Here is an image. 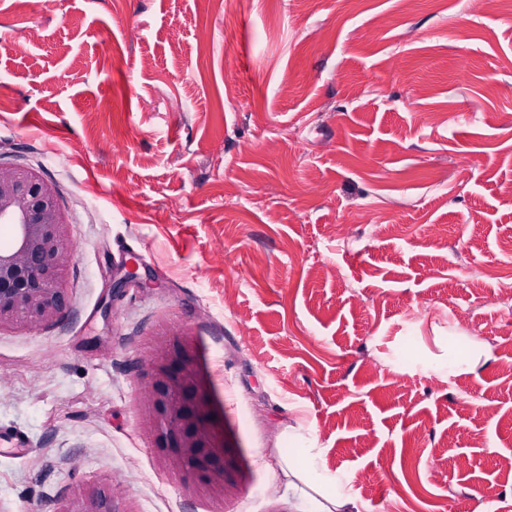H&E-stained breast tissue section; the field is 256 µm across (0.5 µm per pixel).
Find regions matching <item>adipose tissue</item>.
<instances>
[{
  "label": "adipose tissue",
  "instance_id": "adipose-tissue-1",
  "mask_svg": "<svg viewBox=\"0 0 512 512\" xmlns=\"http://www.w3.org/2000/svg\"><path fill=\"white\" fill-rule=\"evenodd\" d=\"M295 457L284 460L282 470L288 487L309 503L308 512H360L357 502L344 490V478L328 474L314 443L301 439Z\"/></svg>",
  "mask_w": 512,
  "mask_h": 512
}]
</instances>
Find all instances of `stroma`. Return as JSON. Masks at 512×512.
I'll use <instances>...</instances> for the list:
<instances>
[{"mask_svg": "<svg viewBox=\"0 0 512 512\" xmlns=\"http://www.w3.org/2000/svg\"><path fill=\"white\" fill-rule=\"evenodd\" d=\"M0 162L74 244L0 331V512H304L293 431L362 512H512V0H0ZM177 342L222 494L145 414ZM486 353V347L476 341H471L470 352L467 359H460L454 355H448V361L437 367L439 373H456L466 371L474 365ZM56 512H116L112 499L104 492L78 489L74 491Z\"/></svg>", "mask_w": 512, "mask_h": 512, "instance_id": "stroma-1", "label": "stroma"}]
</instances>
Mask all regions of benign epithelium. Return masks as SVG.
<instances>
[{
	"instance_id": "benign-epithelium-1",
	"label": "benign epithelium",
	"mask_w": 512,
	"mask_h": 512,
	"mask_svg": "<svg viewBox=\"0 0 512 512\" xmlns=\"http://www.w3.org/2000/svg\"><path fill=\"white\" fill-rule=\"evenodd\" d=\"M0 328L34 329L67 306L64 271L73 243L56 195L32 170L0 164ZM145 412L171 466L188 469L225 492L224 445L211 425L191 356L179 348L149 359ZM59 512H116L113 499L79 489Z\"/></svg>"
}]
</instances>
